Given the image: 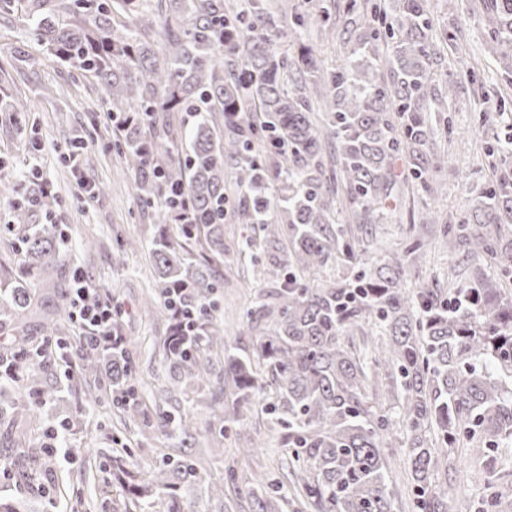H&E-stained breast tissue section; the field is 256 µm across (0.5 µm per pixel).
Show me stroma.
<instances>
[{"label": "stroma", "instance_id": "obj_1", "mask_svg": "<svg viewBox=\"0 0 512 512\" xmlns=\"http://www.w3.org/2000/svg\"><path fill=\"white\" fill-rule=\"evenodd\" d=\"M436 27L456 28L458 48L445 49L435 67L438 79L472 72L473 82L458 98L451 113L453 133L440 138L438 149L444 160L436 174L444 193L438 207L449 220L459 221L473 201L491 185L497 158L487 156L485 147L495 137L512 136V85L485 47V35L478 16L469 14L470 0H427ZM29 64L21 72L13 67L18 57ZM14 75L15 98L26 102L18 121L0 119V169L7 176L0 185V224L17 202L38 187L54 196L48 206L35 209L33 221L52 224L60 232L59 247L64 265L51 276L54 283L68 281L82 271L91 287L97 288L121 324L130 342L137 399L149 415H156L163 402L157 391L167 376L161 345L169 334L165 315L147 310L155 298L156 271L150 243L158 232L150 214L139 201L132 177L112 147V119L100 111L101 90L91 78L61 65L32 41L26 27L14 19L0 21V73ZM509 101L504 111L494 109L496 97ZM489 113V123L479 121ZM104 185L103 194L90 196L84 184ZM248 230L236 221L224 226V260L215 268L222 283L215 323L224 331L227 343L249 350L254 330L248 328L243 312L254 300L260 286L258 267L240 247ZM459 254L434 244L411 268L413 277L436 288L449 285L448 274L457 266ZM82 359L78 347H70L67 361L48 359L43 382L63 387L62 398L43 401L41 388L29 389L25 400L38 405L39 416L26 427L22 439H6L7 424H0V448L10 455L29 460L41 474L32 485L17 484L0 474V499L22 500L28 512H103L111 504H123L124 493L103 470L112 450L129 448L136 471L145 472L159 464L165 443L151 428L124 421L121 410L107 394L108 370L92 375L91 381L104 396L94 408L83 406L82 390H69L71 379L81 377ZM196 420L202 434L201 446L211 447V479L223 484L224 497L216 499L196 485L180 493L182 512H220L223 502L240 500L245 494L243 479L264 470L273 480L292 487L294 477L279 447V432L272 429L261 407H254L242 424L229 426L224 435L208 434L210 424L221 415L223 404L211 388L192 395ZM69 424L66 438L74 453L69 458L49 453L46 432ZM257 444L252 456L243 448ZM235 470L236 480L225 478ZM438 483L448 488V512H469L471 505L487 494L495 483L503 497L500 512H512V453L500 449L495 466H488L480 444L460 447L447 472Z\"/></svg>", "mask_w": 512, "mask_h": 512}]
</instances>
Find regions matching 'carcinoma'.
Wrapping results in <instances>:
<instances>
[{
	"mask_svg": "<svg viewBox=\"0 0 512 512\" xmlns=\"http://www.w3.org/2000/svg\"><path fill=\"white\" fill-rule=\"evenodd\" d=\"M315 0L288 9L271 0H0V15L21 8L30 35L68 67L93 78L101 107L119 119L114 148L155 224H173L172 190L198 216L177 225L179 240L153 241L159 303L174 321L162 345L168 366L154 427L172 442L140 477L130 452L105 466L133 502L161 491L166 512H181L179 490L199 485L220 496L200 460V434L184 389L207 386L211 355L224 353L223 423L239 424L263 396L281 431L280 448L297 472L293 498L268 475L249 482L229 512H393L386 448L399 446L410 469L417 512H447L438 463L467 441L496 453L512 445V292L474 271L456 288L412 278L413 257L436 239L473 260H498L512 275V170L509 148L496 187L467 217L443 222L440 209L409 210L404 250L354 277L322 280L341 258L359 264L375 245L374 226L395 211L406 178L431 196L442 160L431 149L452 131L448 110L460 86L434 78L438 51L455 36L434 34L426 0ZM482 26L491 55L512 76V0H491ZM341 26L345 57L322 65L302 32ZM288 42V50L281 42ZM241 224L260 232L247 247L268 287L245 311L257 331L252 350L226 343L212 320L222 287L228 202ZM346 211L356 227L339 223ZM14 206L3 228L18 239L25 265L0 269V323L10 327L7 361L29 380L41 364L29 349L33 298L43 275L62 263L57 230L32 224ZM201 244L202 257L181 240ZM383 339L358 355L347 339L364 328ZM82 369H111L112 402L124 418L148 421L136 399L127 348H82ZM393 378L390 406L369 401L366 362ZM403 439L392 442L394 426ZM16 480L29 473L0 453Z\"/></svg>",
	"mask_w": 512,
	"mask_h": 512,
	"instance_id": "carcinoma-1",
	"label": "carcinoma"
}]
</instances>
